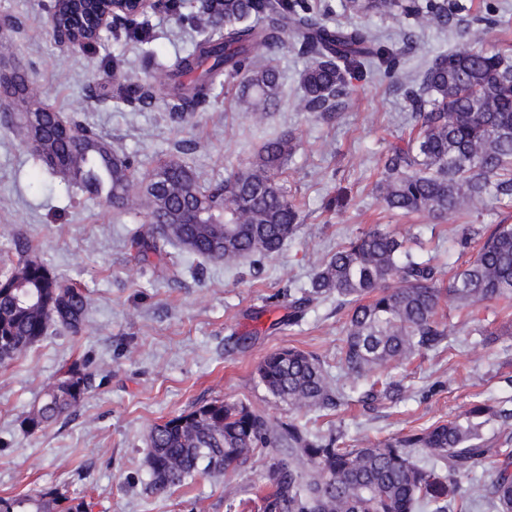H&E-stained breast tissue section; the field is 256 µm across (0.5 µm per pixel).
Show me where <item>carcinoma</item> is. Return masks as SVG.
Segmentation results:
<instances>
[{
	"label": "carcinoma",
	"instance_id": "1",
	"mask_svg": "<svg viewBox=\"0 0 512 512\" xmlns=\"http://www.w3.org/2000/svg\"><path fill=\"white\" fill-rule=\"evenodd\" d=\"M353 14L391 13L445 29L455 22L437 0H354ZM210 33L170 63H154L144 84L119 88L120 99L141 103L155 90L176 99L171 118L205 108L223 78H237L235 94L246 112L267 113L280 99V74L270 62L253 60L261 48L278 50L285 37L309 59L301 75L305 108L330 114L348 97L351 80L366 73L392 79L407 41L394 50L369 30L331 26L328 8L313 11L308 0H198ZM417 136L385 155L379 181L388 209L449 219L487 197L512 198V53L484 49L438 55L418 86L406 90ZM4 111L16 113L35 156L68 184L105 195L117 208L137 204L144 232L131 246L143 259H163L178 245L210 260L237 262L271 257L298 230L300 207L280 183L297 144L283 134L266 139L252 161L215 186L201 183L179 158L159 161L136 175L134 160L96 134L64 119L35 96L0 90ZM480 238L473 259L458 271L448 299L462 306L512 298V224L485 233L464 229L460 244ZM15 245L17 260L0 267V364L24 355L53 327L73 336L86 328L85 292L56 276L46 263ZM441 269L433 258L413 256L407 239L373 230L339 247L312 275L300 296H288V323L334 295L348 309L338 364L370 377L447 337L439 320ZM272 398L290 407L331 409L342 394L333 388L329 365L294 349L269 354L256 368ZM88 374L72 366L50 382L42 401L23 419L29 430L58 420L82 400ZM399 384L376 379L363 406L401 399ZM512 409L489 401L472 403L459 416L361 448L340 446L295 419L275 423L241 402L214 400L151 426L147 470L154 489L164 492L222 473L256 454H269L257 512H448L461 497L459 478L485 461L492 463L483 506L512 512ZM421 450L423 463L413 460ZM82 498L57 491L0 497V512H87Z\"/></svg>",
	"mask_w": 512,
	"mask_h": 512
}]
</instances>
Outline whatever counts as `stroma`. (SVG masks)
<instances>
[{
    "label": "stroma",
    "instance_id": "1",
    "mask_svg": "<svg viewBox=\"0 0 512 512\" xmlns=\"http://www.w3.org/2000/svg\"><path fill=\"white\" fill-rule=\"evenodd\" d=\"M47 2L0 0V38L13 42L12 60L26 69L37 98L135 156L138 173L174 155L207 184L246 166L268 135H292L298 147L283 179L300 205L301 223L278 254L233 267L169 247L168 265L178 272L169 277L130 247L145 223L142 213L64 184L31 153L19 126L0 120V256L14 257L15 241L28 242L32 256L83 288L90 302L81 335L49 333L26 355L0 365V497L54 488L85 498L90 512H250L265 457L159 493L146 467L150 427L230 399L278 421L293 417L322 433H340L342 443L355 448L450 419L476 399L512 401V336L486 345L478 334L512 320V299L475 308L442 302L448 338L390 366L404 395L371 410L360 403L367 381L339 369L334 376L345 400L336 409L275 403L257 378L258 363L280 349L295 347L335 362L346 309L330 300L289 324L288 288L307 284L339 245L376 227L418 237L447 279L471 255L458 244L463 225L512 224L507 199H486L450 221L388 210L375 189L382 160L392 145L418 132L397 87L369 75L353 80L337 113L305 111L300 75L308 60L289 44L273 56L282 76L277 110L252 119L230 87L218 84L206 111L176 122L165 94L132 107L114 91L145 80L146 56L167 60L190 49L200 35L195 0H180L175 12H148L149 42L127 41L116 28L72 52L45 26ZM310 2L332 4L330 24L371 29L396 48L413 41L405 78L421 74L443 52L512 48V0H457L464 23L445 30L401 15H354L340 0ZM489 10L496 24L486 30L475 19ZM73 364L90 376L84 399L76 411L30 432L25 413Z\"/></svg>",
    "mask_w": 512,
    "mask_h": 512
}]
</instances>
